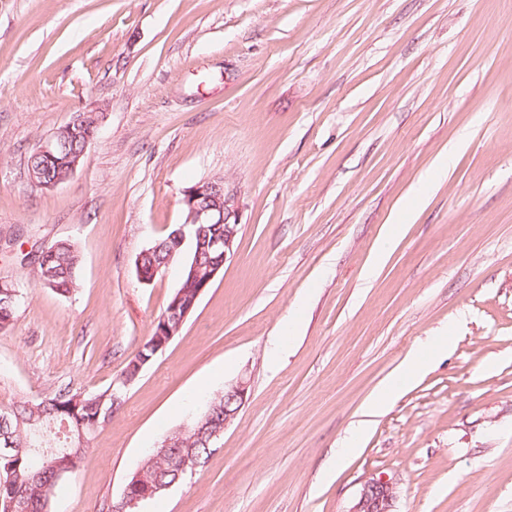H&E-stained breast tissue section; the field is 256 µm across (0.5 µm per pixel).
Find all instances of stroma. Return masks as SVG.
Instances as JSON below:
<instances>
[{
	"instance_id": "1",
	"label": "stroma",
	"mask_w": 512,
	"mask_h": 512,
	"mask_svg": "<svg viewBox=\"0 0 512 512\" xmlns=\"http://www.w3.org/2000/svg\"><path fill=\"white\" fill-rule=\"evenodd\" d=\"M94 108L73 177L35 186L36 144ZM219 178L236 254L52 512L118 501L241 378L219 449L142 512H351L371 476L392 512H512V0H0V281L27 292L0 332V405L111 386L179 281L177 262L139 280V253ZM60 239L83 255L69 297L21 262ZM448 331L330 468L366 401Z\"/></svg>"
}]
</instances>
